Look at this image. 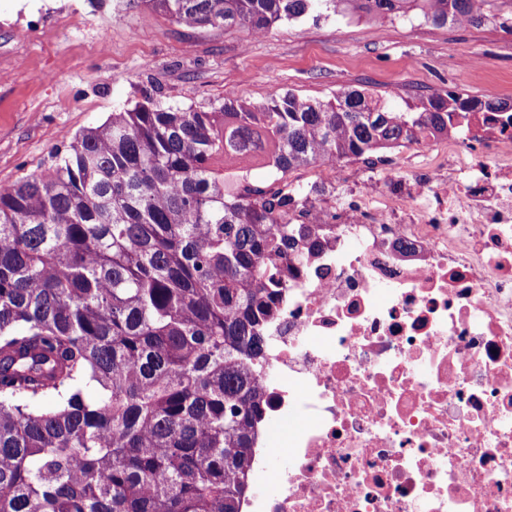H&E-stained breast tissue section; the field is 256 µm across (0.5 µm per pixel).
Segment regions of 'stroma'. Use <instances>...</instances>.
<instances>
[{"mask_svg":"<svg viewBox=\"0 0 512 512\" xmlns=\"http://www.w3.org/2000/svg\"><path fill=\"white\" fill-rule=\"evenodd\" d=\"M481 12L485 21L467 27L310 15L255 37L237 27L189 29L116 0H0V185L49 165L80 131L146 94L207 110L236 95L328 100L364 88L400 100L454 85L512 105V35L493 20L512 14V0ZM33 15L43 19L41 33L20 38ZM475 50L482 64L462 66Z\"/></svg>","mask_w":512,"mask_h":512,"instance_id":"1","label":"stroma"}]
</instances>
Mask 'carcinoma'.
Returning a JSON list of instances; mask_svg holds the SVG:
<instances>
[{
	"label": "carcinoma",
	"mask_w": 512,
	"mask_h": 512,
	"mask_svg": "<svg viewBox=\"0 0 512 512\" xmlns=\"http://www.w3.org/2000/svg\"><path fill=\"white\" fill-rule=\"evenodd\" d=\"M141 2L256 35L323 12L459 25L486 0ZM511 110L438 90L403 109L357 88L209 111L149 99L1 185L0 512H240L277 265L310 236L281 222L303 190L269 194L250 172L469 134V113Z\"/></svg>",
	"instance_id": "carcinoma-1"
}]
</instances>
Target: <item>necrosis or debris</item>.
<instances>
[{
    "label": "necrosis or debris",
    "instance_id": "necrosis-or-debris-1",
    "mask_svg": "<svg viewBox=\"0 0 512 512\" xmlns=\"http://www.w3.org/2000/svg\"><path fill=\"white\" fill-rule=\"evenodd\" d=\"M289 209L241 512H512V114Z\"/></svg>",
    "mask_w": 512,
    "mask_h": 512
}]
</instances>
